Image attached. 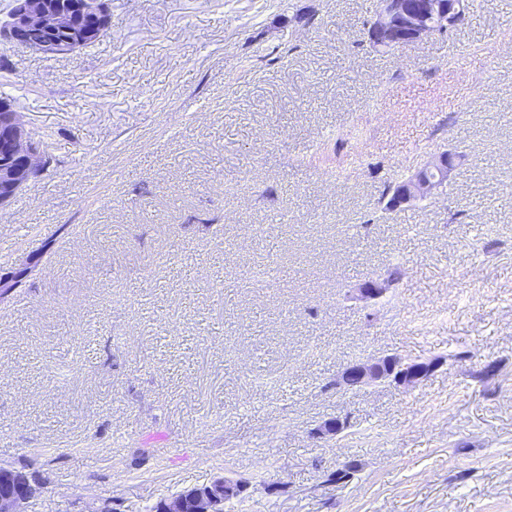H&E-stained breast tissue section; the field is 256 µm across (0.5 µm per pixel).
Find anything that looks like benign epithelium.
Here are the masks:
<instances>
[{"label":"benign epithelium","mask_w":512,"mask_h":512,"mask_svg":"<svg viewBox=\"0 0 512 512\" xmlns=\"http://www.w3.org/2000/svg\"><path fill=\"white\" fill-rule=\"evenodd\" d=\"M463 0H378V9L367 24V38L377 49L394 50L415 45L459 23ZM107 0H13L8 20L0 25V38L43 54L67 55L109 32ZM460 157L457 152L435 154L400 183L389 199L391 210L432 200L442 193ZM44 166L39 143L27 133L13 101L0 99V208L10 204ZM396 283L374 274L346 290V299L369 307ZM438 361L424 364L397 354L369 357L349 364L336 374L332 388L338 392L361 390L381 384L412 388L425 380ZM346 419L325 421L316 429L319 438L341 434ZM39 485L27 475L0 466V512H26V504ZM247 484L230 478L164 501L161 512H223L224 499L243 495Z\"/></svg>","instance_id":"obj_1"}]
</instances>
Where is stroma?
I'll list each match as a JSON object with an SVG mask.
<instances>
[{
	"instance_id": "stroma-1",
	"label": "stroma",
	"mask_w": 512,
	"mask_h": 512,
	"mask_svg": "<svg viewBox=\"0 0 512 512\" xmlns=\"http://www.w3.org/2000/svg\"><path fill=\"white\" fill-rule=\"evenodd\" d=\"M468 3L389 51L362 44L377 0H109L69 55L0 43L47 160L0 209V465L42 484L27 512L224 476L250 485L224 512H512V0ZM446 149L443 197L376 209ZM385 354L439 365L330 389ZM396 285L397 283L388 280L382 273L374 274L347 288L345 296L347 300L369 307Z\"/></svg>"
}]
</instances>
